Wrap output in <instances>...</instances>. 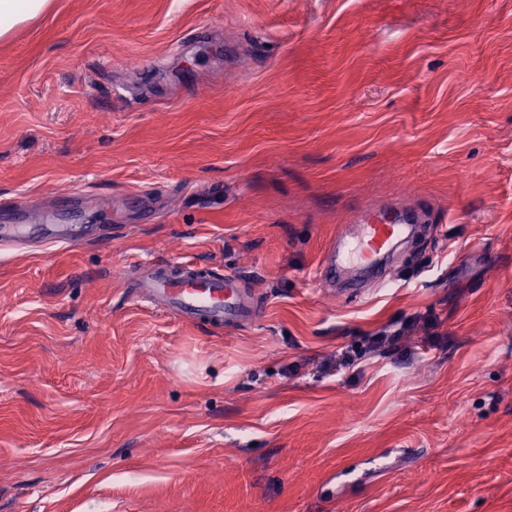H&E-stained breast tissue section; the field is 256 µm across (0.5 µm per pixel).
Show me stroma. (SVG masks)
<instances>
[{"label":"stroma","mask_w":512,"mask_h":512,"mask_svg":"<svg viewBox=\"0 0 512 512\" xmlns=\"http://www.w3.org/2000/svg\"><path fill=\"white\" fill-rule=\"evenodd\" d=\"M2 194L0 512H512V0H51L0 40ZM401 205L381 277L317 280ZM143 262L261 312L150 309ZM84 233L82 224H43L41 240L47 245H74ZM417 325V319L403 324L400 328L393 331L384 329L370 336H364L360 344H354L342 349L336 356V367L352 370V373L359 371L362 359L368 353L385 352L399 338L404 335L406 330L414 328Z\"/></svg>","instance_id":"35a3bbf8"}]
</instances>
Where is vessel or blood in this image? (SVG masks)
Masks as SVG:
<instances>
[{
	"mask_svg": "<svg viewBox=\"0 0 512 512\" xmlns=\"http://www.w3.org/2000/svg\"><path fill=\"white\" fill-rule=\"evenodd\" d=\"M357 234L352 240H339L335 246L336 262L319 266L316 275L327 280L336 274H346L359 266L379 264L393 248L395 241L406 234L412 216L398 212L387 222L379 223L370 209L357 211L352 217ZM84 233L80 224H45L41 239L55 246L75 244ZM195 265L173 272L154 264L147 277L137 282L133 294L151 307L169 312L185 322L203 323L218 328H236L256 317L239 279L233 274L206 273L203 281L195 279Z\"/></svg>",
	"mask_w": 512,
	"mask_h": 512,
	"instance_id": "1",
	"label": "vessel or blood"
}]
</instances>
